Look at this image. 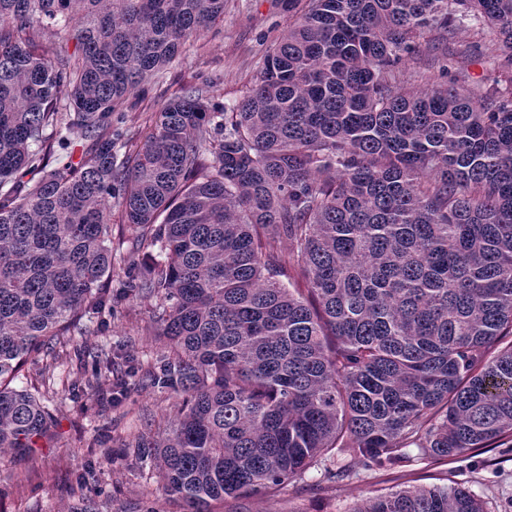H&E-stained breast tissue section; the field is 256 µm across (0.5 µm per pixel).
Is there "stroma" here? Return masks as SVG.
<instances>
[{"instance_id": "stroma-1", "label": "stroma", "mask_w": 512, "mask_h": 512, "mask_svg": "<svg viewBox=\"0 0 512 512\" xmlns=\"http://www.w3.org/2000/svg\"><path fill=\"white\" fill-rule=\"evenodd\" d=\"M293 21L285 0H228L224 19L200 35L189 38L162 79L147 85L142 102L125 111L129 126H141L183 86L206 83L212 101L237 102L256 80L267 50ZM440 63L465 68L477 80L494 74L479 24L465 21L444 41L432 33L421 39ZM153 300L137 299L112 305V321L105 331L87 337L88 346L111 344L121 355L142 362L159 349L157 328L149 320ZM72 357L60 368L53 390L46 397L56 423L40 448L0 464V512H65L79 495L74 472L87 462L86 445L106 441L121 449L124 440L152 431V422L172 414L174 403L164 394L135 384L121 404L110 401L109 385L89 395L69 388V370L79 367ZM100 512H183L180 502L157 485L156 471L128 461L97 468ZM465 484L484 501L488 512H512V459L495 451H468L445 463L418 460L403 467L329 480L323 469L305 475L277 492L244 500L214 502L213 512H354L362 499L412 486Z\"/></svg>"}]
</instances>
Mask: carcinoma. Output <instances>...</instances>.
I'll return each instance as SVG.
<instances>
[{
  "instance_id": "1",
  "label": "carcinoma",
  "mask_w": 512,
  "mask_h": 512,
  "mask_svg": "<svg viewBox=\"0 0 512 512\" xmlns=\"http://www.w3.org/2000/svg\"><path fill=\"white\" fill-rule=\"evenodd\" d=\"M302 1L232 111L189 85L143 136L126 103L226 0H0V457L54 421L14 386L29 359L51 373L129 296L157 300L146 375L175 413L122 456L187 512L336 456L331 480L512 453V0ZM465 19L493 80L408 90L421 35ZM36 27L74 50L45 56ZM114 207L157 249L116 290ZM137 373L103 344L76 383L123 398ZM354 512L486 510L458 484Z\"/></svg>"
}]
</instances>
